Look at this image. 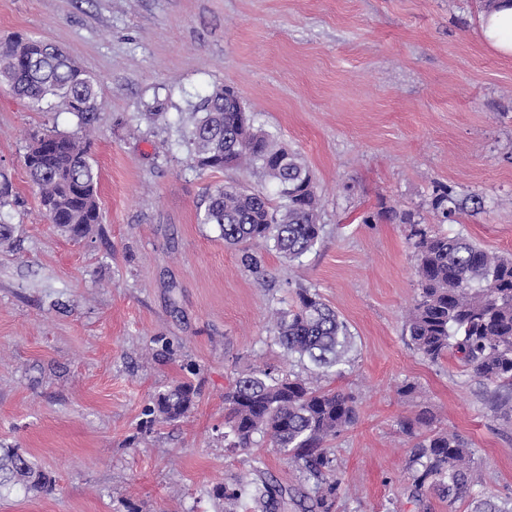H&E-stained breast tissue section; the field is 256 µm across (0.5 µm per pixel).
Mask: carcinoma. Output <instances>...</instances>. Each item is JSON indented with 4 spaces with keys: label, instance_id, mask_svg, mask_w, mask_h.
I'll return each instance as SVG.
<instances>
[{
    "label": "carcinoma",
    "instance_id": "cac0c4a2",
    "mask_svg": "<svg viewBox=\"0 0 512 512\" xmlns=\"http://www.w3.org/2000/svg\"><path fill=\"white\" fill-rule=\"evenodd\" d=\"M0 84L18 99L38 106L52 97L78 119L84 135L34 133L30 141L43 148L24 155L23 164L45 217L79 241L102 223L98 203V168L90 156L85 132L93 129L103 102L98 81L60 47L14 33L0 39ZM216 88L201 100L190 131V160L201 172L246 168L270 180L279 202L236 184L208 190L200 224L216 227L224 245L240 248V263L261 276V259L252 247L273 244L292 262L311 251L321 238L320 206L313 174L294 150L271 132L252 125L239 137L241 115ZM16 200L13 183L0 169V244L11 239L4 209ZM430 207L441 224H458L465 216L487 212L478 193L463 197L448 185L433 191ZM388 220L411 227L414 238L417 299L408 314L413 350L432 363L455 356L473 377L488 384L512 386V258L499 256L463 234L429 235L411 210L382 212ZM278 344L288 357L309 362L323 373L342 374L353 341L348 325L311 288L296 290L292 308L275 314ZM197 392L176 383L158 392L149 414L158 423L176 421L196 405ZM355 399L326 389L293 371L268 367L234 379L224 392V447L248 451L263 441L276 448L301 472L297 490L303 512H336L343 479L328 441L354 426ZM405 424L414 440L409 481L415 500L432 491L452 505L471 497L474 512H512V499L483 497L474 467L475 449L459 433L431 428L425 419ZM257 457L251 478L218 483L210 495L224 502V512H283L288 489L265 476ZM21 484L43 492L54 486L50 472L13 448H0V488Z\"/></svg>",
    "mask_w": 512,
    "mask_h": 512
}]
</instances>
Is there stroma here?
I'll use <instances>...</instances> for the list:
<instances>
[{
	"label": "stroma",
	"instance_id": "stroma-1",
	"mask_svg": "<svg viewBox=\"0 0 512 512\" xmlns=\"http://www.w3.org/2000/svg\"><path fill=\"white\" fill-rule=\"evenodd\" d=\"M480 0H0V38L64 48L98 81L92 134L103 222L75 242L40 210L23 165L31 133L72 134L53 102L33 108L0 86V168L18 194L0 245V447L51 472L50 494L0 492V512H220L209 491L262 457L280 485L299 472L276 449L224 446L230 381L272 366L301 371L276 343L273 314L317 289L353 335L342 375L359 420L332 440L345 485L336 512H470L407 489L402 421L431 416L466 437L479 492L512 498V427L494 388L452 357L408 343L417 294L410 228L463 233L512 255V56L481 37ZM238 92L258 122L312 171L324 232L300 261L261 249L245 271L197 214L208 189L271 192L246 169L199 173L192 111L214 88ZM160 118H153V111ZM483 193L488 213L438 223L436 186ZM375 215L363 223L364 215ZM189 381L194 408L149 424L155 391ZM414 393L402 394L405 384Z\"/></svg>",
	"mask_w": 512,
	"mask_h": 512
}]
</instances>
